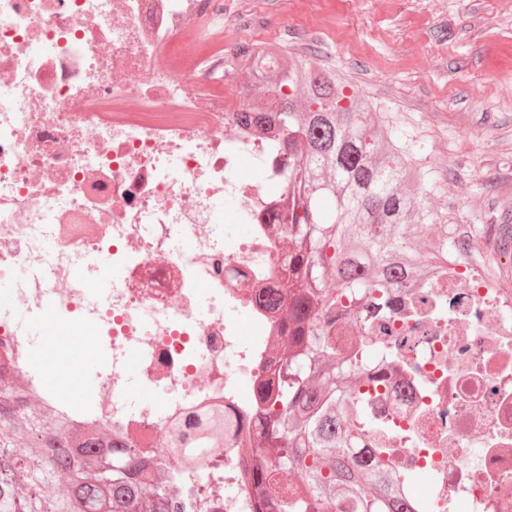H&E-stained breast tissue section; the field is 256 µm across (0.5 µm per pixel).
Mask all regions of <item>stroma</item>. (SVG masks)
<instances>
[{"label": "stroma", "instance_id": "1", "mask_svg": "<svg viewBox=\"0 0 512 512\" xmlns=\"http://www.w3.org/2000/svg\"><path fill=\"white\" fill-rule=\"evenodd\" d=\"M249 29L336 68L407 143H425L444 223L512 224V0H224Z\"/></svg>", "mask_w": 512, "mask_h": 512}]
</instances>
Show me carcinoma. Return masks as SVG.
<instances>
[{
	"instance_id": "1",
	"label": "carcinoma",
	"mask_w": 512,
	"mask_h": 512,
	"mask_svg": "<svg viewBox=\"0 0 512 512\" xmlns=\"http://www.w3.org/2000/svg\"><path fill=\"white\" fill-rule=\"evenodd\" d=\"M237 52L233 71L245 91L257 85L267 95L254 111L278 123L288 190L297 195L282 215L288 354L256 389L255 512H406V483L391 471L386 441L360 450L339 417L365 420L347 382L364 351L388 356L380 342L349 341L353 316L371 328L389 314L393 289L426 277L456 248L430 206L429 173L413 163L425 147L403 146L402 131L336 70L279 42ZM7 378L0 371V512H169V490L135 479L136 449L120 450L122 472L102 480L112 436L51 416ZM208 414L211 444L224 417ZM46 486L55 487L49 498Z\"/></svg>"
}]
</instances>
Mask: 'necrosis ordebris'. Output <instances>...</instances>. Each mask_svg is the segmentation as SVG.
<instances>
[{"label": "necrosis or debris", "mask_w": 512, "mask_h": 512, "mask_svg": "<svg viewBox=\"0 0 512 512\" xmlns=\"http://www.w3.org/2000/svg\"><path fill=\"white\" fill-rule=\"evenodd\" d=\"M227 23L250 25L224 0H0V280L13 287L0 365L57 405L32 357L58 329L93 330L96 379L74 373L59 411L140 449L182 512H251L255 389L288 348L282 307L264 303L284 292L286 176L224 73L234 49L212 29ZM230 223L250 230L229 236ZM101 257L120 275L103 293ZM508 276L511 251L455 252L396 291L416 307L390 316L398 360L363 361L365 436L425 478L423 512H512ZM213 405L224 436L197 447Z\"/></svg>", "instance_id": "4bbe7bcc"}]
</instances>
